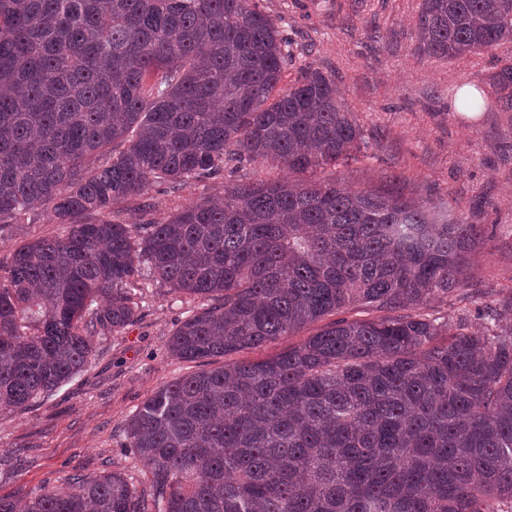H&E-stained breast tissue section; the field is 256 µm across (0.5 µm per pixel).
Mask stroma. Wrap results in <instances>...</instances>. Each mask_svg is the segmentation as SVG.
Masks as SVG:
<instances>
[{
    "instance_id": "35a3bbf8",
    "label": "stroma",
    "mask_w": 512,
    "mask_h": 512,
    "mask_svg": "<svg viewBox=\"0 0 512 512\" xmlns=\"http://www.w3.org/2000/svg\"><path fill=\"white\" fill-rule=\"evenodd\" d=\"M422 0H257L283 28L293 56L282 77L290 87L304 66L334 74L338 95L365 136L357 162L325 169L327 179L371 191L393 186L405 196L446 206L486 235L470 255L472 294L438 303L449 324L466 320L473 330L487 304L512 295V112L502 110L493 81L512 59V41L455 59L416 52ZM483 97L479 117L463 124L449 101L462 85ZM285 169L260 163L232 164L222 175L196 181L182 192L153 185V209L139 200L114 205L110 219L158 223L183 208L223 197L234 184L290 181ZM66 227L35 210L0 226V260L23 241L54 238ZM140 316L100 340L95 358L78 375L21 412H0V496L64 486L73 474L103 471L142 481L123 450L129 417L161 386L200 370L222 366L215 357L186 362L168 350L176 325L197 305L141 267Z\"/></svg>"
}]
</instances>
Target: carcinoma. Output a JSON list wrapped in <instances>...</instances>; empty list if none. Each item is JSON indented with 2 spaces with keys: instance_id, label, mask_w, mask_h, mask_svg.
<instances>
[{
  "instance_id": "carcinoma-1",
  "label": "carcinoma",
  "mask_w": 512,
  "mask_h": 512,
  "mask_svg": "<svg viewBox=\"0 0 512 512\" xmlns=\"http://www.w3.org/2000/svg\"><path fill=\"white\" fill-rule=\"evenodd\" d=\"M512 40V0H422L417 49ZM289 41L254 0H0V223L36 204L67 234L0 261V411L85 370L135 322L148 265L202 301L168 341L185 361L303 342L159 388L126 424L147 489L113 471L0 512H512V296L486 332L427 311L468 298L484 238L447 207L318 173L362 130L332 74L278 85ZM512 111V61L494 75ZM246 159L293 183L237 184L163 224H87L153 183L178 192ZM355 305L375 316L349 319ZM334 317H328L322 322H318L316 324L304 327L300 329L296 334L293 336H282L280 339L271 342L267 344L265 347L259 349V350H252L248 352H244L243 354H240L239 356H233L230 357V359H236V358H251V359H263L266 357H269L271 355H274L275 353L279 352L280 350L288 347V345H294L298 344L301 341H303L306 337L310 336L311 334L315 333L320 326L324 325L325 323L333 320Z\"/></svg>"
}]
</instances>
